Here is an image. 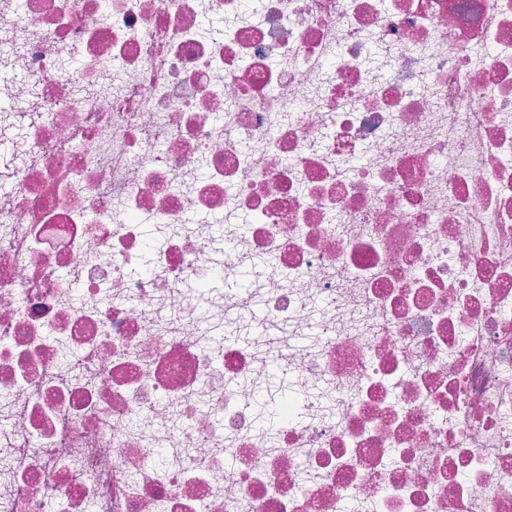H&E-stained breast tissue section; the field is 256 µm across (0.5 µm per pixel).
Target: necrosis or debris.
Segmentation results:
<instances>
[{
	"mask_svg": "<svg viewBox=\"0 0 512 512\" xmlns=\"http://www.w3.org/2000/svg\"><path fill=\"white\" fill-rule=\"evenodd\" d=\"M0 72V512H512V0H0Z\"/></svg>",
	"mask_w": 512,
	"mask_h": 512,
	"instance_id": "obj_1",
	"label": "necrosis or debris"
}]
</instances>
